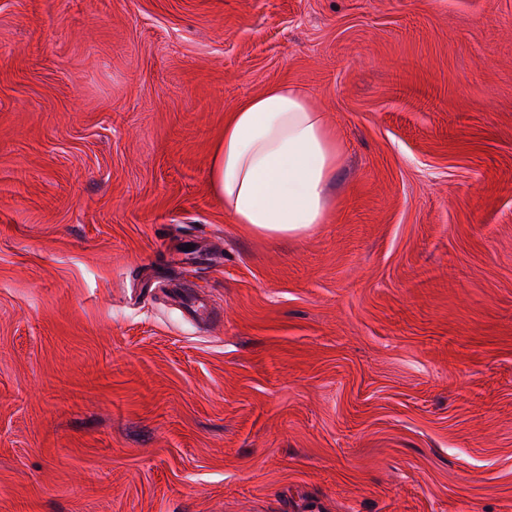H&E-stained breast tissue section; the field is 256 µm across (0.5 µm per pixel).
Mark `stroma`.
<instances>
[{
    "label": "stroma",
    "mask_w": 512,
    "mask_h": 512,
    "mask_svg": "<svg viewBox=\"0 0 512 512\" xmlns=\"http://www.w3.org/2000/svg\"><path fill=\"white\" fill-rule=\"evenodd\" d=\"M277 85L299 239L209 178ZM0 512H512V0H0ZM339 162L322 112L297 88L280 85L229 113L210 180L236 223L270 239L298 238L325 223L326 189Z\"/></svg>",
    "instance_id": "35a3bbf8"
}]
</instances>
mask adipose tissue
Returning a JSON list of instances; mask_svg holds the SVG:
<instances>
[{
    "instance_id": "ef3b65f1",
    "label": "adipose tissue",
    "mask_w": 512,
    "mask_h": 512,
    "mask_svg": "<svg viewBox=\"0 0 512 512\" xmlns=\"http://www.w3.org/2000/svg\"><path fill=\"white\" fill-rule=\"evenodd\" d=\"M339 162L323 114L297 88L280 85L229 113L210 180L236 223L270 239L298 238L325 223Z\"/></svg>"
}]
</instances>
